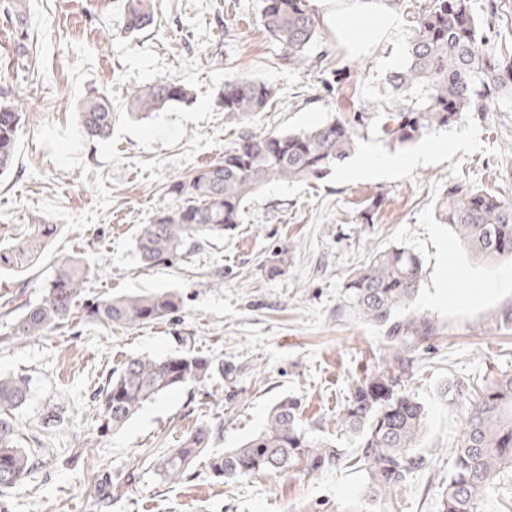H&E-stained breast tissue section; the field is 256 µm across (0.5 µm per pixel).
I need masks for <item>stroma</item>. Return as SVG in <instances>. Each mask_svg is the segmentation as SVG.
I'll return each mask as SVG.
<instances>
[{
    "instance_id": "35a3bbf8",
    "label": "stroma",
    "mask_w": 512,
    "mask_h": 512,
    "mask_svg": "<svg viewBox=\"0 0 512 512\" xmlns=\"http://www.w3.org/2000/svg\"><path fill=\"white\" fill-rule=\"evenodd\" d=\"M490 1L470 0L487 24L486 52L512 28V0H494V14ZM151 2L153 26L131 37L122 29L126 0H27L35 68L23 72L12 64L15 19L0 0V79L29 102L15 163L0 175V247L34 225L58 227L26 271L0 269V296L38 300L58 260L78 256L91 267L87 297L172 289L183 303L171 321L79 324L0 343V373L29 382L15 417L35 461L0 499L10 512H96L102 468L112 474L106 512H442L449 450L468 412L452 382L512 374V261H477L438 214L457 183L512 197V100L401 148L419 162L393 175L345 176L348 159L318 181L265 186L235 228L187 249L178 263L147 268L135 237L171 204V180L223 157L240 131L220 104L228 80L250 77L279 91L253 131L298 132L368 109L376 117L360 131L357 151L391 152L377 117L386 77L405 62L414 20L431 0H384L401 25L359 53L320 30L307 51L315 65L306 70L289 64L258 25L261 0ZM161 78L189 86V103L129 115L131 91ZM94 90L106 92L119 114L104 143L83 139L75 114ZM366 212L370 222L359 223ZM400 246L419 256L423 280L394 319L427 327L405 343L388 326L358 318L345 289L370 254ZM187 352L211 361L210 379L168 391L100 434L93 395L106 376L132 356ZM400 365L406 391L427 409L417 450L425 463L383 501L368 497L365 473L344 464L217 479L202 455L175 482L155 468L201 428L213 432L209 453L240 447L286 397L301 402L308 436L356 457L339 409L355 381Z\"/></svg>"
}]
</instances>
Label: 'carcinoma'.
Returning <instances> with one entry per match:
<instances>
[{"label":"carcinoma","mask_w":512,"mask_h":512,"mask_svg":"<svg viewBox=\"0 0 512 512\" xmlns=\"http://www.w3.org/2000/svg\"><path fill=\"white\" fill-rule=\"evenodd\" d=\"M23 0H11L7 11L16 18L13 65L27 71L33 65ZM288 62L308 61L306 51L319 23L304 0H262L257 19ZM481 31L469 0H433L416 20L406 62L389 73L388 110L382 132L402 147L429 131L447 127L468 112L491 111L494 101L512 98V46L486 54L479 49ZM276 90L264 82L240 78L224 84L222 105L228 117L242 125L224 157L178 177L167 187L176 204L159 209L135 239L146 265L172 264L183 249L223 235L241 220L245 200L262 187L282 181H313L327 176L355 150L369 113L354 112L313 128L280 134L248 129L271 104ZM190 99L183 84L165 79L135 88L129 109L136 116L160 112ZM27 102L7 82H0V175L13 165L18 132ZM116 114L112 101L96 91L79 106L83 136L93 142L112 137ZM441 220L474 258L488 262L512 260V199L468 185L448 189ZM57 230L39 224L28 239L0 250V266L24 270L44 251ZM423 278L419 257L405 247L374 253L346 284L353 310L365 321L387 323L394 312L415 298ZM89 279L83 259L62 260L47 281L42 298L19 306L21 312L5 326L6 338L49 335L69 323L132 326L164 321L181 311L173 290L106 296L81 304ZM212 364L195 354L176 357H131L94 395L107 433L122 427L143 405L182 385L211 377ZM401 376L373 373L358 380L341 406V428L358 442L356 465L367 474L368 494L379 500L402 488L424 464L415 448L426 428L425 405L401 388ZM29 386L21 376L0 375V494L20 485L34 469L33 455L23 448L14 411L27 401ZM463 401L477 394L452 448L453 468L443 491V512H483L485 501L512 473V374L490 384L456 383ZM212 431L192 432L178 448L156 462L169 480L187 475L207 448ZM343 449L310 439L303 430L295 400L283 398L271 409L263 430L241 447L210 457L217 478L277 475L288 470L317 471L337 465ZM95 507L112 501V477L98 480Z\"/></svg>","instance_id":"carcinoma-1"}]
</instances>
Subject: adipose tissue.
<instances>
[{
  "label": "adipose tissue",
  "instance_id": "1",
  "mask_svg": "<svg viewBox=\"0 0 512 512\" xmlns=\"http://www.w3.org/2000/svg\"><path fill=\"white\" fill-rule=\"evenodd\" d=\"M320 22L330 34L353 49L364 48L357 33L354 18H363L368 30L378 38L395 34L399 19L386 7L383 0H314Z\"/></svg>",
  "mask_w": 512,
  "mask_h": 512
}]
</instances>
